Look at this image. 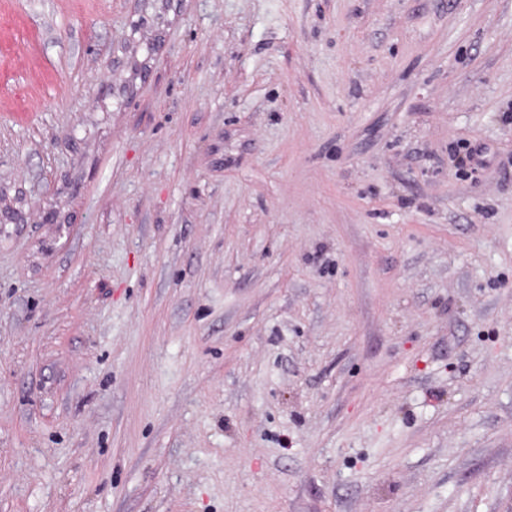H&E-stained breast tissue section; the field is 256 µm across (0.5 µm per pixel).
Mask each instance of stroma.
I'll use <instances>...</instances> for the list:
<instances>
[{
	"mask_svg": "<svg viewBox=\"0 0 512 512\" xmlns=\"http://www.w3.org/2000/svg\"><path fill=\"white\" fill-rule=\"evenodd\" d=\"M0 512H512V0H0Z\"/></svg>",
	"mask_w": 512,
	"mask_h": 512,
	"instance_id": "obj_1",
	"label": "stroma"
}]
</instances>
